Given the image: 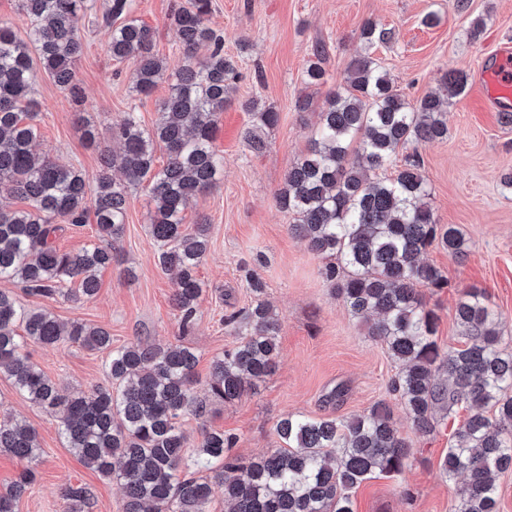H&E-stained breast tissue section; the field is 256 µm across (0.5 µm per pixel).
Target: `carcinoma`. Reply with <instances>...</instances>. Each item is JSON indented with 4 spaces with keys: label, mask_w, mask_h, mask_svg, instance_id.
I'll use <instances>...</instances> for the list:
<instances>
[{
    "label": "carcinoma",
    "mask_w": 512,
    "mask_h": 512,
    "mask_svg": "<svg viewBox=\"0 0 512 512\" xmlns=\"http://www.w3.org/2000/svg\"><path fill=\"white\" fill-rule=\"evenodd\" d=\"M18 2L31 21L27 39L0 20V188L28 207L0 210V282L52 296L77 280L75 299L95 296L96 272L118 263L115 244L124 231L129 191L145 183L155 258L177 271L173 302L182 331H188L204 292L196 269L208 249L209 227L186 226L184 211L223 172L214 142L236 74L235 62L224 56V35L208 25L211 0H184L171 14L181 54L175 68L154 51L153 32L136 18L134 0H107L112 59L136 62L131 92L147 98L166 82L169 93L153 129H144L133 110L112 126L121 152L102 151L92 179L31 151L38 136L34 60L56 85L80 97L75 64L84 51L80 23L87 0ZM360 39L364 52L351 60L346 85L325 100L315 137L288 169L276 201L292 216L291 233L313 253L334 259L325 277L350 312L375 317L368 334L398 362L392 391L414 428L429 433L438 411L468 408L442 461L443 475L453 482L463 478L456 490L458 512H498L493 474L512 468V352L501 346V320L477 288L464 291L455 305L464 347L440 348L438 316L422 289L446 281L423 254L437 243L462 258L468 245L457 227L437 223L419 158L384 175L399 150L448 136L445 100L464 94L467 76L451 69L442 79L447 99L430 92L411 102L373 56L396 39L395 30L367 21ZM201 47L207 48L202 58ZM325 54L323 46L314 49L307 85L324 82ZM245 108L260 128L278 122L270 107L254 102ZM157 142L166 149L160 167ZM114 167L124 181L112 178ZM90 214L96 241L76 255L61 251L55 244L61 224H84ZM244 322L250 332L213 361L208 395L199 397L192 391L197 356L191 348L164 350L141 342L114 348L107 329L62 323L47 311L20 306L0 289V375L33 404L62 411L67 447L122 486L124 512H210L212 479L224 485V512H354L350 491L377 472L401 475L412 454L384 404L348 418L290 414L275 425L285 447L249 462L230 454L237 437L211 431L192 462L185 461L181 417L203 416L214 402H233L276 368V315L259 300ZM63 341L109 351L113 388L90 396L61 394L25 346ZM0 452L36 463L42 449L32 427L7 416L0 419ZM35 478L34 468L23 469L0 492V512H15ZM90 496L86 487L66 488L67 512H84Z\"/></svg>",
    "instance_id": "cac0c4a2"
}]
</instances>
